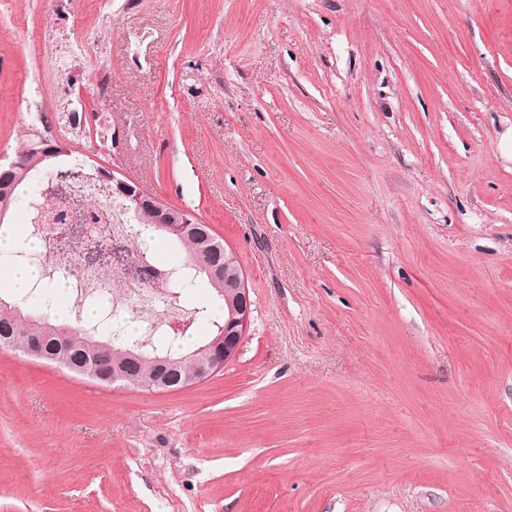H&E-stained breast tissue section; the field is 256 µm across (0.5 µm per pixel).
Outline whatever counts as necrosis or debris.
<instances>
[{
    "instance_id": "necrosis-or-debris-1",
    "label": "necrosis or debris",
    "mask_w": 512,
    "mask_h": 512,
    "mask_svg": "<svg viewBox=\"0 0 512 512\" xmlns=\"http://www.w3.org/2000/svg\"><path fill=\"white\" fill-rule=\"evenodd\" d=\"M26 217L27 235L41 242L43 268L50 274L69 273L75 306H82L96 289L113 286L117 305L141 318L159 319L166 330L176 332L183 310L168 304L166 286L174 264L146 252L148 226L132 229L128 210L100 172L84 174L68 187L63 199L34 200ZM88 240L105 250L121 245L125 261L103 266L81 260Z\"/></svg>"
}]
</instances>
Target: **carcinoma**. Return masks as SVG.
<instances>
[{"instance_id":"carcinoma-1","label":"carcinoma","mask_w":512,"mask_h":512,"mask_svg":"<svg viewBox=\"0 0 512 512\" xmlns=\"http://www.w3.org/2000/svg\"><path fill=\"white\" fill-rule=\"evenodd\" d=\"M42 144L39 140L31 141L26 149L19 153L5 166H0V172L6 173L3 185L0 186V223H4L9 213L18 205L30 202L42 194L41 184H33L34 176L44 173L51 182L58 183L78 175L77 169L61 170L53 164V160L42 157ZM140 224H150L153 230L167 239L172 248L183 255V265L187 270L172 272L170 298L182 301L188 291L201 287L202 282L208 281L207 276L198 268V259L216 268H224V250L202 252L196 239V230L201 224H189L177 235L154 223L153 213L139 210L135 213ZM41 264L40 254L27 250L25 244H20L13 251L0 253V265L9 266L16 263ZM53 276L44 274L29 291L9 302L0 297V336H63L65 345L72 358L81 362L88 357L93 343L103 341L119 350H135L140 352L141 361L138 377H150L156 372L153 360L157 357L168 358L176 363V371L182 376H188L194 369L195 362L192 353L173 352V348L181 346L183 335L170 336L166 339L153 337L132 338L124 332L120 318L109 312L111 298L101 296L97 299L100 308V318L90 324H82L81 318L71 324H53L50 322L53 290ZM220 303L222 316L211 322L212 334L206 344H213L222 335L224 322L227 320L228 306L224 295L215 293Z\"/></svg>"}]
</instances>
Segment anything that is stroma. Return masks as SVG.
Listing matches in <instances>:
<instances>
[{"instance_id":"1","label":"stroma","mask_w":512,"mask_h":512,"mask_svg":"<svg viewBox=\"0 0 512 512\" xmlns=\"http://www.w3.org/2000/svg\"><path fill=\"white\" fill-rule=\"evenodd\" d=\"M50 29L102 43L115 147L59 123ZM47 124L210 225L253 312L173 392L0 348V512H512V0H17L0 159Z\"/></svg>"}]
</instances>
